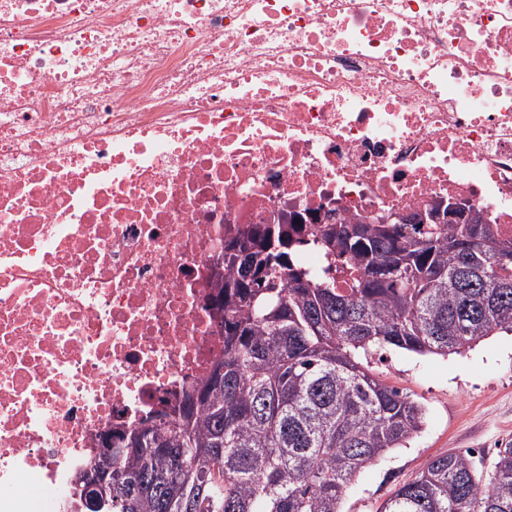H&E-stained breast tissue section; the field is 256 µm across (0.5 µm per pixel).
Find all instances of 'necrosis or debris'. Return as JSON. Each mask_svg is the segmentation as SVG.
<instances>
[{"label":"necrosis or debris","mask_w":512,"mask_h":512,"mask_svg":"<svg viewBox=\"0 0 512 512\" xmlns=\"http://www.w3.org/2000/svg\"><path fill=\"white\" fill-rule=\"evenodd\" d=\"M463 195L512 239V0H0V512L224 351V245Z\"/></svg>","instance_id":"1"}]
</instances>
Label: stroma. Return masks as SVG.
<instances>
[{"instance_id":"stroma-1","label":"stroma","mask_w":512,"mask_h":512,"mask_svg":"<svg viewBox=\"0 0 512 512\" xmlns=\"http://www.w3.org/2000/svg\"><path fill=\"white\" fill-rule=\"evenodd\" d=\"M359 361L420 403L426 423L407 447L389 451L359 474L342 512H379L430 458L450 451H470L483 482H490L498 450L512 444V334L483 337L460 355L375 348Z\"/></svg>"}]
</instances>
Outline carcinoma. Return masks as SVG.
I'll return each instance as SVG.
<instances>
[{"label":"carcinoma","instance_id":"cac0c4a2","mask_svg":"<svg viewBox=\"0 0 512 512\" xmlns=\"http://www.w3.org/2000/svg\"><path fill=\"white\" fill-rule=\"evenodd\" d=\"M350 287L290 260L298 225L224 247V357L178 410L129 426L97 512H340L348 484L422 429L423 407L355 354L448 356L512 333V240L492 224H358ZM288 270V277L279 275ZM380 512H512V445L489 485L469 452L432 457Z\"/></svg>","mask_w":512,"mask_h":512}]
</instances>
